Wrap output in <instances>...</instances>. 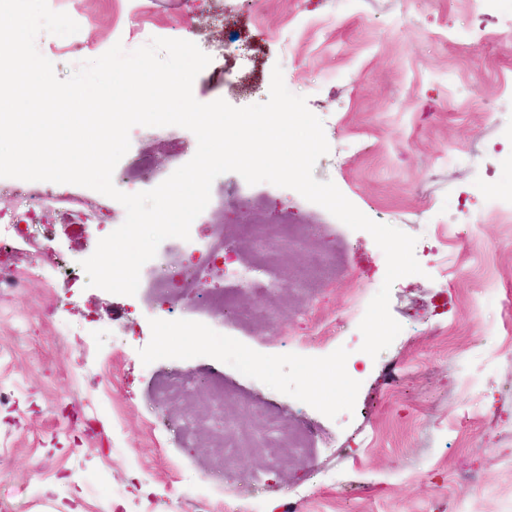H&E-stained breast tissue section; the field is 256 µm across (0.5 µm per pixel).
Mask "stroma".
<instances>
[{"label": "stroma", "mask_w": 512, "mask_h": 512, "mask_svg": "<svg viewBox=\"0 0 512 512\" xmlns=\"http://www.w3.org/2000/svg\"><path fill=\"white\" fill-rule=\"evenodd\" d=\"M80 30L68 40L38 35L59 78L114 44L186 39L212 58L193 83L202 103L235 107L267 100L272 70L306 97L330 145L315 167L371 220L416 236L421 273L397 279L390 312L402 330L378 357L362 352L358 326L381 287L386 259L373 237L334 219L298 192L248 185L222 174L211 194L224 212L195 222L236 249L210 283L224 280L260 246L246 214L276 224L291 217L312 236L289 240L272 295L244 293L270 320L228 328L226 348L256 358L242 376L205 329L163 333L183 303L109 293L86 277L65 286L36 276L34 253L4 263L33 273L21 307L34 310L29 336L0 317V386L21 382L0 406V512H187L184 495L219 504L232 490L257 496L264 512H512V223L492 219L512 203V0H48ZM300 30L290 43L277 31ZM130 143L161 166L179 167L197 139L165 130ZM113 230L101 224L28 227L50 237L72 266ZM454 258L443 273L441 255ZM68 335H55L58 323ZM331 332L309 346L315 323ZM109 333L95 335L97 326ZM410 376L391 385L396 363ZM319 370L321 393L304 375ZM111 385H104V373ZM187 384L175 397L172 375ZM223 385V410L203 406L201 380ZM272 416L273 436H311L307 457L276 463L249 456L225 466L218 430ZM371 446H364L366 436ZM341 483L328 487L320 474Z\"/></svg>", "instance_id": "stroma-1"}]
</instances>
